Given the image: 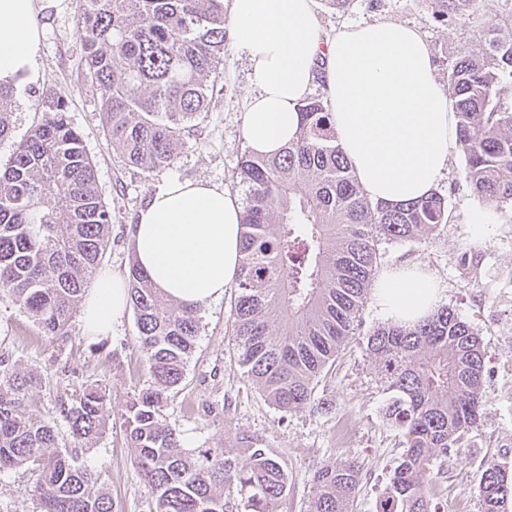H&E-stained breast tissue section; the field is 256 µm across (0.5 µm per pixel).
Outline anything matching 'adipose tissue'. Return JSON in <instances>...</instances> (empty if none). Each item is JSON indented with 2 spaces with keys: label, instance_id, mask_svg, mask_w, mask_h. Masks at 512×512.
I'll use <instances>...</instances> for the list:
<instances>
[{
  "label": "adipose tissue",
  "instance_id": "ef3b65f1",
  "mask_svg": "<svg viewBox=\"0 0 512 512\" xmlns=\"http://www.w3.org/2000/svg\"><path fill=\"white\" fill-rule=\"evenodd\" d=\"M234 47L248 63L243 114L247 148L273 155L297 137L299 106L322 87L336 140L372 201L427 195L448 174L457 136L451 99L436 79L422 33L395 21L325 31L316 0H232ZM36 0H0V85L37 82ZM242 209L228 189L172 182L155 192L131 227L140 266L162 293L187 304L223 298L236 284ZM374 301L392 321L416 322L443 299L440 280L419 264L382 271ZM123 279L98 274L83 328L106 336L123 319Z\"/></svg>",
  "mask_w": 512,
  "mask_h": 512
}]
</instances>
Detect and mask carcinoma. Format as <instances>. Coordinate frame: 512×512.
<instances>
[{"label":"carcinoma","instance_id":"1","mask_svg":"<svg viewBox=\"0 0 512 512\" xmlns=\"http://www.w3.org/2000/svg\"><path fill=\"white\" fill-rule=\"evenodd\" d=\"M471 0H431L434 13L463 20ZM78 32L85 77L101 90L107 141L146 172L173 166L190 124L208 112L209 80L224 59V0H82ZM457 138L470 188L512 205V32L489 31L488 47L465 50L448 75ZM13 90L0 86V139L11 133ZM41 117L0 170V299L34 318L42 335H69L70 320L110 242L112 212L94 165L69 123L64 97L48 93ZM297 139L273 157L244 150L241 259L232 337L239 363L284 413L311 403L318 379L362 325L380 236L413 241L448 223L443 196L377 203L361 191L336 142L327 101L300 105ZM128 292L149 383L120 413L152 512H278L289 474L257 438L238 448L182 447L161 420L195 350L198 308L166 298L131 261ZM366 351L391 396L382 418L400 429L405 451L375 512H440L431 501L433 460L458 453L485 403L479 334L440 307L416 323L373 329ZM39 383L0 357V472L36 476L39 512H118L91 491L94 474L56 425L29 412ZM56 412L80 447L104 433L111 400L99 386L63 392ZM309 512H350L360 469L346 458L312 477ZM478 496L483 512H512V469L491 463Z\"/></svg>","mask_w":512,"mask_h":512}]
</instances>
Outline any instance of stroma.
<instances>
[{
  "label": "stroma",
  "instance_id": "obj_1",
  "mask_svg": "<svg viewBox=\"0 0 512 512\" xmlns=\"http://www.w3.org/2000/svg\"><path fill=\"white\" fill-rule=\"evenodd\" d=\"M36 22L41 32L39 66L42 78L13 95L11 133L0 140V167L16 144L38 121V102L53 91L67 100V116L82 135L94 164L101 197L112 210L111 250L103 268L127 274L133 254L129 228L149 196L173 181H206L241 193L235 180L246 145L241 122L249 93L248 64L233 47L212 75L213 97L198 132L186 138L173 166L146 173L126 164L110 146L101 124L96 86L83 77L85 49L77 29L78 0H39ZM325 30L377 19L417 27L424 35L440 83H447L460 51L484 46L490 27L512 23V0H473L464 21L435 19L429 0H352L346 12L319 0ZM462 152L450 158L448 176L437 187L448 203L447 224L421 240H379L378 267L418 263L443 283L444 306L475 327L482 340L486 402L478 428L465 435L460 454L434 459L439 477L433 497L442 512H482L478 485L489 463L512 467V208L497 207L477 196L465 180ZM488 212L484 237H475L468 217ZM233 293L202 304L194 354L181 384L163 410L187 448L237 445L239 433L262 439L287 468L288 490L278 512H307L312 476L321 467L348 456L361 466V490L352 512H375L403 452L402 436L386 426L382 408L390 393L379 381L361 340L351 341L331 370L321 375L313 402L296 411H279L237 360L231 336ZM133 311L109 335L105 347L87 335L80 315H73L67 341H50L31 316L0 300V355L21 372L41 378L28 395L29 410L44 419L53 416L57 393L79 385L105 389L112 413L105 433L79 462L107 489L119 512H150V500L132 463L119 414L135 391L147 383L137 347ZM33 479L23 469L0 473V512H38Z\"/></svg>",
  "mask_w": 512,
  "mask_h": 512
}]
</instances>
